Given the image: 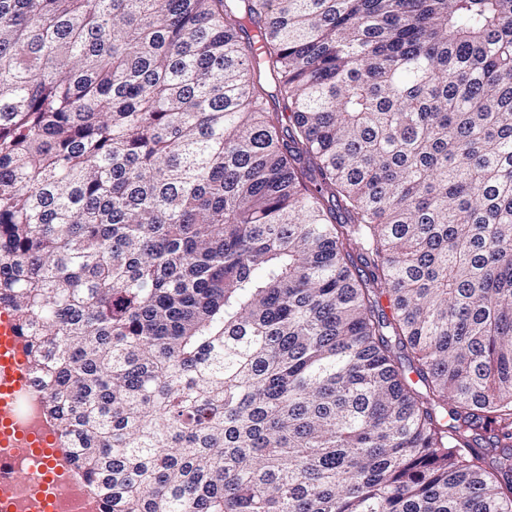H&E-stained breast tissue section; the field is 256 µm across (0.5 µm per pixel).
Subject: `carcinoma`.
Here are the masks:
<instances>
[{
  "instance_id": "cac0c4a2",
  "label": "carcinoma",
  "mask_w": 512,
  "mask_h": 512,
  "mask_svg": "<svg viewBox=\"0 0 512 512\" xmlns=\"http://www.w3.org/2000/svg\"><path fill=\"white\" fill-rule=\"evenodd\" d=\"M0 305L102 512H512V0H0Z\"/></svg>"
}]
</instances>
